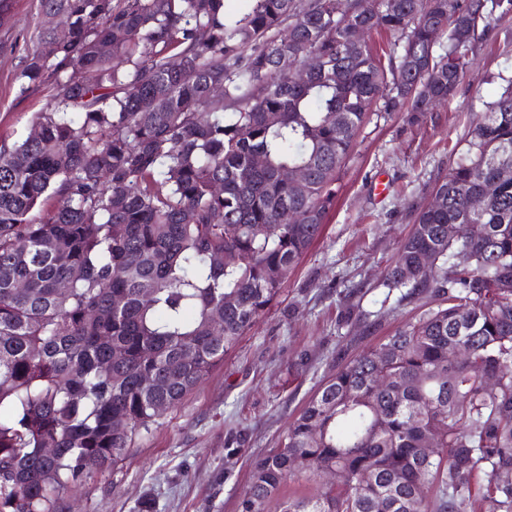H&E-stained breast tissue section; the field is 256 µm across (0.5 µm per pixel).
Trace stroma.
Wrapping results in <instances>:
<instances>
[{
	"mask_svg": "<svg viewBox=\"0 0 512 512\" xmlns=\"http://www.w3.org/2000/svg\"><path fill=\"white\" fill-rule=\"evenodd\" d=\"M39 0H14L0 25V138L21 139L55 91L16 79L38 30ZM512 75V17L479 43L447 106L411 120L370 116L340 169L320 237L278 296L202 384L103 472L59 497L54 512H239L251 463L322 382L425 309L381 285L400 241L452 166L460 142Z\"/></svg>",
	"mask_w": 512,
	"mask_h": 512,
	"instance_id": "35a3bbf8",
	"label": "stroma"
}]
</instances>
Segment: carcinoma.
<instances>
[{
	"label": "carcinoma",
	"mask_w": 512,
	"mask_h": 512,
	"mask_svg": "<svg viewBox=\"0 0 512 512\" xmlns=\"http://www.w3.org/2000/svg\"><path fill=\"white\" fill-rule=\"evenodd\" d=\"M227 2L41 0L67 25L38 33L17 80L52 75L53 105L0 140V512H53L224 362L321 234L370 107L447 103L512 15V0ZM377 30L400 48L385 63ZM483 107L382 281L432 307L323 384L254 461L240 512L303 476L328 481L281 512H512V79ZM429 436L445 456L418 457Z\"/></svg>",
	"instance_id": "cac0c4a2"
}]
</instances>
